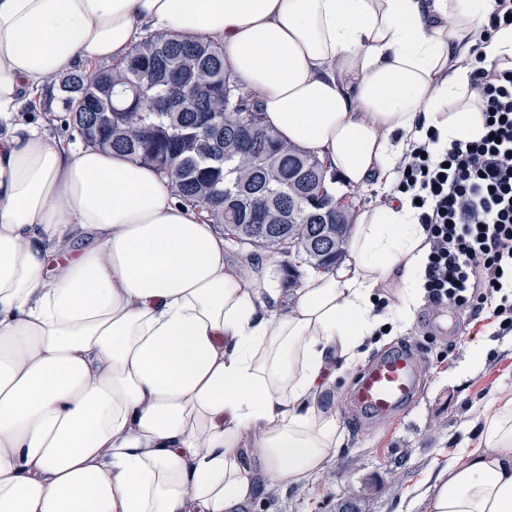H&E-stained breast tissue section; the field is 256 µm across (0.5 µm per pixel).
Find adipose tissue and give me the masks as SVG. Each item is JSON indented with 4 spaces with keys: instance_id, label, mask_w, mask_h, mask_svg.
Segmentation results:
<instances>
[{
    "instance_id": "1",
    "label": "adipose tissue",
    "mask_w": 512,
    "mask_h": 512,
    "mask_svg": "<svg viewBox=\"0 0 512 512\" xmlns=\"http://www.w3.org/2000/svg\"><path fill=\"white\" fill-rule=\"evenodd\" d=\"M493 0H0V512H247L342 443L321 395L423 295L426 230L397 163L476 140L475 73L512 67ZM212 40L266 124L350 186L336 273L278 308L265 270L147 166L20 114L61 73L123 60L143 27ZM395 298L377 309L380 289ZM431 512H512V395Z\"/></svg>"
}]
</instances>
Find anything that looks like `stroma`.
<instances>
[{
    "instance_id": "35a3bbf8",
    "label": "stroma",
    "mask_w": 512,
    "mask_h": 512,
    "mask_svg": "<svg viewBox=\"0 0 512 512\" xmlns=\"http://www.w3.org/2000/svg\"><path fill=\"white\" fill-rule=\"evenodd\" d=\"M409 350L421 390L389 420L351 407L349 391L364 369L337 375L324 397L336 409L344 446L323 471L288 488H262L248 512H429L427 488L448 461H464L492 398L512 393V334L492 309L478 318L418 307L403 331L370 340L368 356Z\"/></svg>"
}]
</instances>
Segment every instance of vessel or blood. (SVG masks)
Masks as SVG:
<instances>
[{
    "label": "vessel or blood",
    "instance_id": "1",
    "mask_svg": "<svg viewBox=\"0 0 512 512\" xmlns=\"http://www.w3.org/2000/svg\"><path fill=\"white\" fill-rule=\"evenodd\" d=\"M417 390V371L410 357L395 351L375 359L356 379L351 397L367 416L390 419L411 401Z\"/></svg>",
    "mask_w": 512,
    "mask_h": 512
}]
</instances>
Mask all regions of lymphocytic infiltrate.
<instances>
[{"mask_svg":"<svg viewBox=\"0 0 512 512\" xmlns=\"http://www.w3.org/2000/svg\"><path fill=\"white\" fill-rule=\"evenodd\" d=\"M486 133L437 149L438 134L413 141L399 163V188L419 203L429 244L425 301L479 316L493 307L512 332V70H476Z\"/></svg>","mask_w":512,"mask_h":512,"instance_id":"lymphocytic-infiltrate-1","label":"lymphocytic infiltrate"}]
</instances>
